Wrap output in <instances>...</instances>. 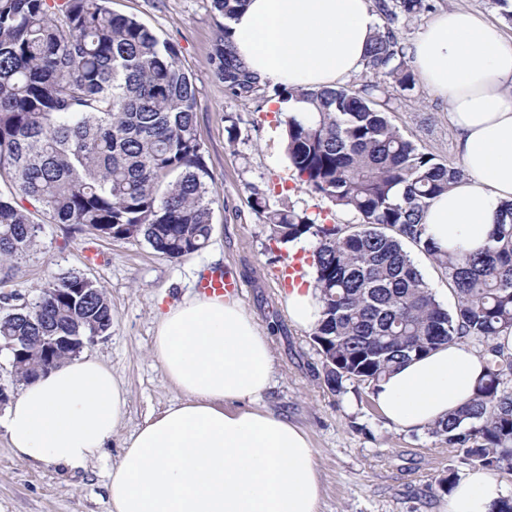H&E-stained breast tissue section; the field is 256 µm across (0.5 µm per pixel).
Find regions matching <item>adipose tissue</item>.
Instances as JSON below:
<instances>
[{
	"label": "adipose tissue",
	"mask_w": 512,
	"mask_h": 512,
	"mask_svg": "<svg viewBox=\"0 0 512 512\" xmlns=\"http://www.w3.org/2000/svg\"><path fill=\"white\" fill-rule=\"evenodd\" d=\"M380 22L368 0H249L231 22L233 40L261 81L309 90L336 86L364 67ZM415 71L448 107L465 171L431 201L422 222L438 251L491 243L512 202V44L466 8L433 15L409 49ZM293 325L315 328L314 288L284 299ZM151 352L179 402L148 417L108 475L111 512H319L321 483L306 433L261 406L273 381L271 340L240 300L196 294L158 315ZM485 361L466 344L411 358L373 401L394 427L424 430L474 395ZM128 390L98 359L73 358L24 384L0 415L13 454L83 467L116 433ZM475 471L439 512H493L503 498Z\"/></svg>",
	"instance_id": "ef3b65f1"
}]
</instances>
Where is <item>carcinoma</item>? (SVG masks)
Here are the masks:
<instances>
[{"mask_svg": "<svg viewBox=\"0 0 512 512\" xmlns=\"http://www.w3.org/2000/svg\"><path fill=\"white\" fill-rule=\"evenodd\" d=\"M248 0H212L216 24L209 66L237 98L263 89L239 55L229 22ZM107 0H0V283L10 263L39 246L45 224L88 227L98 238H142L170 261L207 246L217 199L197 138L196 87L179 49ZM391 22L416 18L427 0H377ZM366 81L308 91L280 85L284 103L307 104L284 121L289 163L309 192L353 213V225L327 224L274 208L252 189L264 218L266 249L312 242L313 287L322 320L312 340L324 382L375 388L401 363L442 345H484L475 395L429 433L456 449L461 464L512 472V354L495 343L512 329V203L475 253L435 251L424 208L463 175L421 151L392 124L384 84L402 91L416 78L395 32L384 26L365 56ZM412 243L445 270L456 295L445 309L414 264ZM72 288H93L83 303ZM0 336H27L16 377L38 376L40 336H108L112 306L85 274L61 273L24 308L4 302Z\"/></svg>", "mask_w": 512, "mask_h": 512, "instance_id": "carcinoma-1", "label": "carcinoma"}]
</instances>
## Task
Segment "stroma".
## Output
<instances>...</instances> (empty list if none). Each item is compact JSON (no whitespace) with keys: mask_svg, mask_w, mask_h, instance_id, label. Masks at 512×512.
Here are the masks:
<instances>
[{"mask_svg":"<svg viewBox=\"0 0 512 512\" xmlns=\"http://www.w3.org/2000/svg\"><path fill=\"white\" fill-rule=\"evenodd\" d=\"M109 6L178 46L198 91V136L220 205L213 213L208 246L178 262L158 255L141 239L111 241L65 224H48L37 251L15 263L4 290L25 301L34 300L51 276L67 270L83 272L105 288L112 332L84 353L109 367L125 383L129 398L102 458L84 469L18 459L0 429V512H110L107 475L123 441L148 416L180 397L150 353L156 308L195 294L199 277L216 269L241 282L240 300L272 340L273 385L261 404L285 413L308 435L321 476L320 512H436L443 494L439 479L451 473L463 478L469 467L428 431L387 425L369 387L349 383L342 393H331L310 331L292 326L282 305L285 291L273 276L275 255L265 248L267 228L248 203L252 188L268 190L277 207L330 213L339 224L355 218L300 183L275 118L272 87L238 99L213 76L208 65L217 21L212 0H110ZM387 96L390 119L405 137L423 152L459 166L441 98L421 83L409 92L389 89ZM228 114L239 126L232 147L225 131Z\"/></svg>","mask_w":512,"mask_h":512,"instance_id":"1","label":"stroma"}]
</instances>
